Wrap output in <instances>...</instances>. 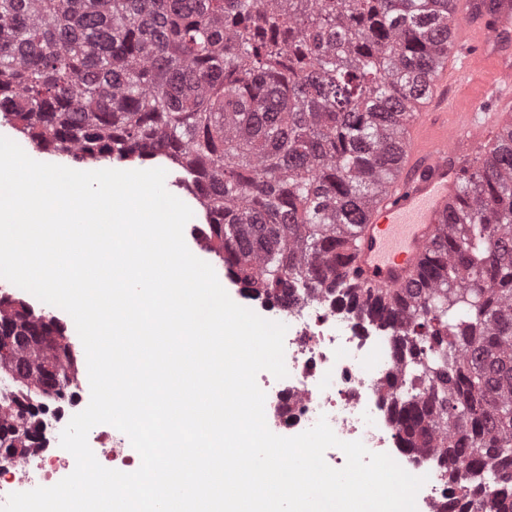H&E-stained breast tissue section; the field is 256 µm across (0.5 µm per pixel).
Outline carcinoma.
<instances>
[{"instance_id":"cac0c4a2","label":"carcinoma","mask_w":512,"mask_h":512,"mask_svg":"<svg viewBox=\"0 0 512 512\" xmlns=\"http://www.w3.org/2000/svg\"><path fill=\"white\" fill-rule=\"evenodd\" d=\"M448 0H0V118L76 163L166 155L191 176L204 241L243 288L333 294L393 333L406 451L468 480L443 512H512V129L461 186L466 207L406 288H358L341 252L391 179L415 92L447 50ZM0 452L37 447L69 396L49 314L0 297ZM59 370L52 396L14 368Z\"/></svg>"}]
</instances>
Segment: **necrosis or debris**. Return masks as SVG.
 Returning <instances> with one entry per match:
<instances>
[{"instance_id": "obj_1", "label": "necrosis or debris", "mask_w": 512, "mask_h": 512, "mask_svg": "<svg viewBox=\"0 0 512 512\" xmlns=\"http://www.w3.org/2000/svg\"><path fill=\"white\" fill-rule=\"evenodd\" d=\"M242 299L262 318L287 326V377L278 379L267 371L257 376L266 393L269 429L289 437L326 419L340 440L362 441L369 451L389 454L410 474L426 476L416 497L418 512H440L441 501L450 492L447 479L398 445L387 388L398 371L390 331L359 321L333 302L305 300L283 308L247 293ZM88 442L106 468L129 473L140 466L138 453L122 432L95 429ZM74 468V457L51 443L0 464V505L29 485L53 486Z\"/></svg>"}]
</instances>
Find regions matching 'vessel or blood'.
Returning <instances> with one entry per match:
<instances>
[{"instance_id": "1", "label": "vessel or blood", "mask_w": 512, "mask_h": 512, "mask_svg": "<svg viewBox=\"0 0 512 512\" xmlns=\"http://www.w3.org/2000/svg\"><path fill=\"white\" fill-rule=\"evenodd\" d=\"M413 109L393 176L354 232L349 263L372 288L415 277L461 181L512 124V0H452L448 50Z\"/></svg>"}]
</instances>
